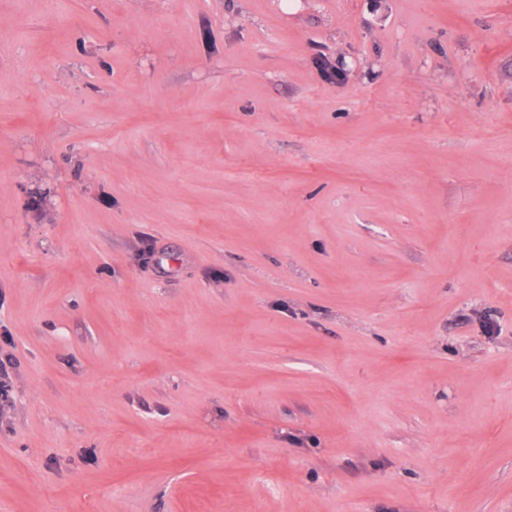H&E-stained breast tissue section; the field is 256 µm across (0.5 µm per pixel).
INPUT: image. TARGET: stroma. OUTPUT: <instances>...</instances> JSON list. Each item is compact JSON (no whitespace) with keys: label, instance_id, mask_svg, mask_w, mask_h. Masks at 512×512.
<instances>
[{"label":"stroma","instance_id":"obj_1","mask_svg":"<svg viewBox=\"0 0 512 512\" xmlns=\"http://www.w3.org/2000/svg\"><path fill=\"white\" fill-rule=\"evenodd\" d=\"M7 359L0 512H512V0H0Z\"/></svg>","mask_w":512,"mask_h":512}]
</instances>
